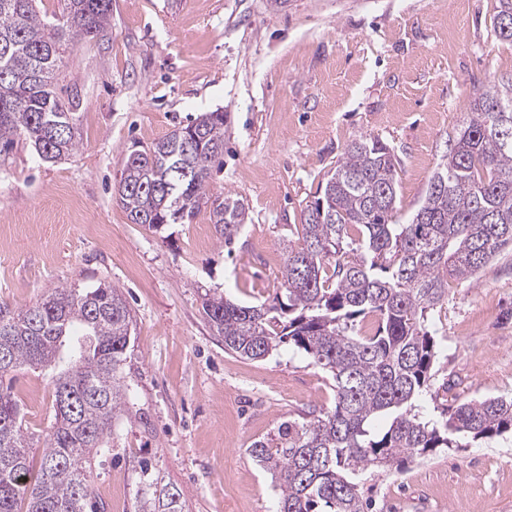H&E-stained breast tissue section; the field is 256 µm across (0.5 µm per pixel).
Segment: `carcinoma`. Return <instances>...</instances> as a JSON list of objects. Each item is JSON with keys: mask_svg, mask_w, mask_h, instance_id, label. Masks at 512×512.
I'll return each mask as SVG.
<instances>
[{"mask_svg": "<svg viewBox=\"0 0 512 512\" xmlns=\"http://www.w3.org/2000/svg\"><path fill=\"white\" fill-rule=\"evenodd\" d=\"M53 22L35 0H0V153L27 141L51 162L77 147L79 103L55 91L65 51L99 37L112 0H63ZM512 0H499L494 32L512 42ZM512 80L493 84L470 112L405 223L394 218L398 160L378 138L351 142L291 229L279 291L255 305L205 295L203 312L224 349L264 360L288 345L329 372L334 405L279 424L250 454L271 475L276 512H365L358 477L401 470L439 448L512 433V396L420 415L439 346L429 329L466 281L512 246ZM224 154V113L204 112L167 138L124 158L117 194L133 224L158 229L192 219L210 171ZM244 203L213 200L210 221L229 245L246 224ZM133 318L109 283L51 288L34 305L0 303V512H98L89 491L92 459L105 451L123 411L120 370ZM31 366L50 372L53 423L36 476L27 430L6 378ZM138 512H182L163 488Z\"/></svg>", "mask_w": 512, "mask_h": 512, "instance_id": "1", "label": "carcinoma"}]
</instances>
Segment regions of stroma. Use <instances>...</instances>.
<instances>
[{
  "label": "stroma",
  "mask_w": 512,
  "mask_h": 512,
  "mask_svg": "<svg viewBox=\"0 0 512 512\" xmlns=\"http://www.w3.org/2000/svg\"><path fill=\"white\" fill-rule=\"evenodd\" d=\"M498 0H112L104 37L74 42L57 93L76 98L72 154L40 161L20 143L0 156V302L21 309L50 288L98 279L133 316L126 404L109 454L92 462L104 512H136L164 485L184 512H275L250 456L282 421L332 407L331 376L293 347L256 361L229 353L202 304L244 305L280 284L290 227L355 138L399 161L396 208L408 218L476 93L512 77ZM225 114L224 154L208 192L241 199L248 219L224 244L201 209L161 231L131 223L115 191L131 150L200 113ZM441 340V406L512 394V250L448 288L432 315ZM13 388L40 457L52 386L34 368ZM369 512H512V435L440 448L361 484Z\"/></svg>",
  "instance_id": "1"
}]
</instances>
